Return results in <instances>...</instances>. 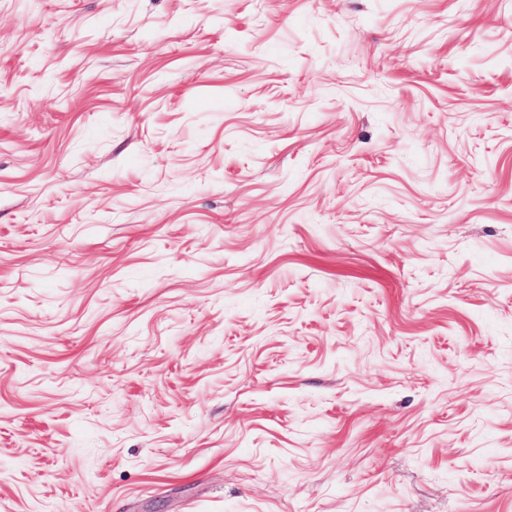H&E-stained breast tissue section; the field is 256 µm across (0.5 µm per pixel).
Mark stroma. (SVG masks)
<instances>
[{"label":"stroma","mask_w":512,"mask_h":512,"mask_svg":"<svg viewBox=\"0 0 512 512\" xmlns=\"http://www.w3.org/2000/svg\"><path fill=\"white\" fill-rule=\"evenodd\" d=\"M0 512H512V0H0Z\"/></svg>","instance_id":"1"}]
</instances>
